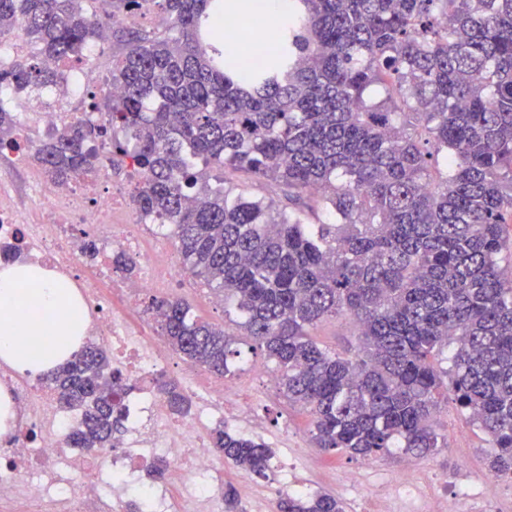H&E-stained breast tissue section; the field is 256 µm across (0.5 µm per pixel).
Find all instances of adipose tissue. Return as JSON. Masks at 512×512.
Returning <instances> with one entry per match:
<instances>
[{"label":"adipose tissue","instance_id":"adipose-tissue-1","mask_svg":"<svg viewBox=\"0 0 512 512\" xmlns=\"http://www.w3.org/2000/svg\"><path fill=\"white\" fill-rule=\"evenodd\" d=\"M85 311L69 283L49 268L0 266V363L39 374L63 364L84 332Z\"/></svg>","mask_w":512,"mask_h":512}]
</instances>
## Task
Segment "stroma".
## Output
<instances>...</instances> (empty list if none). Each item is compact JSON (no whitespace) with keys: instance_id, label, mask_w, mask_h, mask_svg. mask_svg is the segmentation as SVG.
<instances>
[{"instance_id":"obj_1","label":"stroma","mask_w":512,"mask_h":512,"mask_svg":"<svg viewBox=\"0 0 512 512\" xmlns=\"http://www.w3.org/2000/svg\"><path fill=\"white\" fill-rule=\"evenodd\" d=\"M161 244L175 262L171 283L175 295L184 298L198 318L227 325L224 310L215 305L211 291L199 286L185 269L174 236L159 242L145 239L143 247L151 253ZM269 365L264 355H250L228 381V407L244 405L247 415L228 423L216 418L208 424L212 430L228 427L272 450L274 462L265 476L245 473L225 460L215 471L212 480L218 490L252 486L250 497H239L237 512H272L278 494L296 491L333 494L345 512H368L379 495L390 498L393 512H432L435 504L461 496L463 487L456 478L460 466H467L475 478L487 470L491 448L485 435L452 403L440 414L448 446L435 455L419 459L396 449L379 460L367 461L323 452L312 442L308 416L289 405L277 379L257 375V368Z\"/></svg>"}]
</instances>
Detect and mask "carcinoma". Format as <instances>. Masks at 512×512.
I'll return each instance as SVG.
<instances>
[{"mask_svg": "<svg viewBox=\"0 0 512 512\" xmlns=\"http://www.w3.org/2000/svg\"><path fill=\"white\" fill-rule=\"evenodd\" d=\"M82 2L0 0V37L20 30L34 46L29 63L0 61V149L17 145L14 95L62 83L59 65L97 35ZM155 6L167 32L115 31L120 94L101 107L90 93L105 123L78 119L36 148L44 175H94L109 138L112 162L144 176L138 218L171 227L186 269L224 294L317 447L433 455L452 400L495 448L489 471L512 479V0H291L258 67L224 41L220 0H112V13ZM235 173L292 207L247 194ZM152 306L173 351L234 375L235 334L181 298ZM342 316L357 326L352 355L311 334ZM46 379L81 411L69 447H112L125 413L106 351L87 342ZM158 390L187 410L177 386ZM212 444L266 476L264 444L225 428ZM276 509L344 512L326 492L283 493Z\"/></svg>", "mask_w": 512, "mask_h": 512, "instance_id": "carcinoma-1", "label": "carcinoma"}]
</instances>
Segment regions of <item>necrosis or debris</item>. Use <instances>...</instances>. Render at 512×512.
I'll use <instances>...</instances> for the list:
<instances>
[{
    "label": "necrosis or debris",
    "instance_id": "necrosis-or-debris-1",
    "mask_svg": "<svg viewBox=\"0 0 512 512\" xmlns=\"http://www.w3.org/2000/svg\"><path fill=\"white\" fill-rule=\"evenodd\" d=\"M65 90L66 98L57 107L29 103L19 135L22 147L10 156L14 168L26 167L25 149L39 133L61 131L71 124L72 105L83 99L86 91L110 94L114 88L103 84L96 70L86 67L78 78L68 80ZM24 190L38 202L35 214L17 206L11 176L0 175V259L45 264L69 277L89 308L88 338L111 343L112 360L123 367L126 377L144 381L165 370L170 356L151 324L136 316L141 298L158 292L162 280L174 276L172 266L145 257L140 247L145 236L157 233V223L116 221L125 190L113 184L105 163L89 182L62 189L34 178L25 182ZM91 240L143 261V273L132 278L116 273L107 278L86 271L81 256L84 244ZM179 367L190 377L186 392L197 402V416L173 427L149 390L125 398V452L105 470L98 465V451L67 446L74 420L55 409L40 383L11 382L21 431L0 444V459L5 462L0 468V503L8 504L10 512H29L36 502L52 503L59 512H82L81 483L105 480L116 488L145 492L148 512H216L213 485L201 488L195 479L211 475L217 467L213 450L201 444L200 438L204 419L210 413L223 412L227 386L225 381L196 373L188 362H180ZM151 456L166 461L169 475L187 480L183 495L168 497L139 479L141 462ZM22 471L32 473L33 478L21 489L16 476Z\"/></svg>",
    "mask_w": 512,
    "mask_h": 512
}]
</instances>
